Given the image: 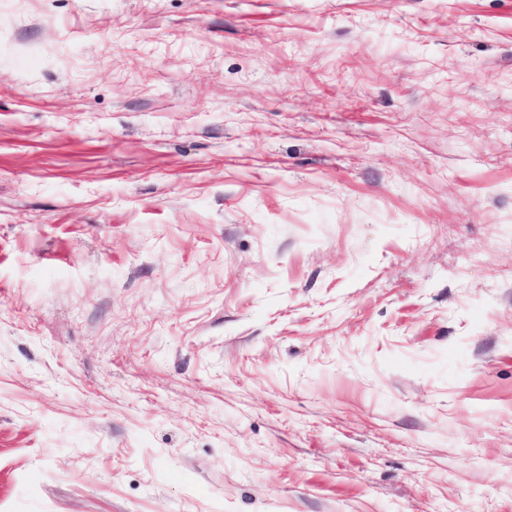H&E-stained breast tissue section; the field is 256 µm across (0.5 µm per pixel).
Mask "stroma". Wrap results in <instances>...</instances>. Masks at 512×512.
Listing matches in <instances>:
<instances>
[{
	"label": "stroma",
	"mask_w": 512,
	"mask_h": 512,
	"mask_svg": "<svg viewBox=\"0 0 512 512\" xmlns=\"http://www.w3.org/2000/svg\"><path fill=\"white\" fill-rule=\"evenodd\" d=\"M0 512H512V0H0Z\"/></svg>",
	"instance_id": "obj_1"
}]
</instances>
